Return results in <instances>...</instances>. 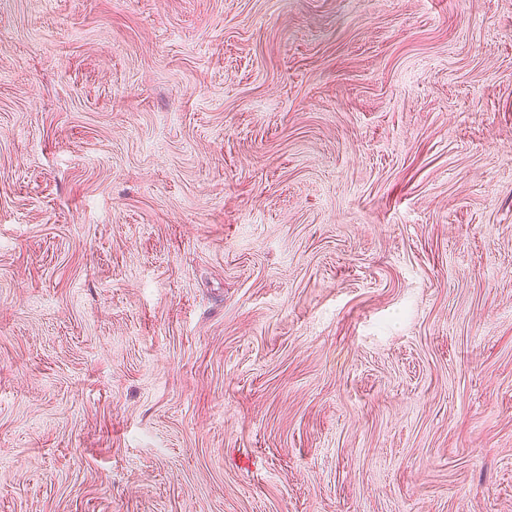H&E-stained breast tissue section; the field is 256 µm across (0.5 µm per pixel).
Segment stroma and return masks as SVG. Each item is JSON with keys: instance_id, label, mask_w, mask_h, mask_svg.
<instances>
[{"instance_id": "1", "label": "stroma", "mask_w": 512, "mask_h": 512, "mask_svg": "<svg viewBox=\"0 0 512 512\" xmlns=\"http://www.w3.org/2000/svg\"><path fill=\"white\" fill-rule=\"evenodd\" d=\"M0 512H512V0H0Z\"/></svg>"}]
</instances>
